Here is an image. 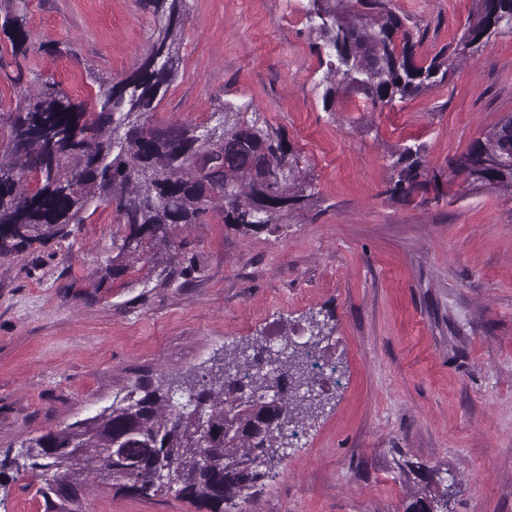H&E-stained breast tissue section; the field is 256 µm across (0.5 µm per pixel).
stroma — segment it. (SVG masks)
<instances>
[{
    "label": "stroma",
    "instance_id": "35a3bbf8",
    "mask_svg": "<svg viewBox=\"0 0 512 512\" xmlns=\"http://www.w3.org/2000/svg\"><path fill=\"white\" fill-rule=\"evenodd\" d=\"M306 0H185L175 77L154 122L209 121L250 101L286 135L318 192L316 210L249 234L220 210L179 228L198 266L152 250L105 275L120 226L98 209L70 236L0 258V459L29 438L92 417L140 383L189 378L225 347L282 327L304 335L329 316L338 367L257 512H405L447 495L448 512H512V195L466 190L452 162L512 113V36L493 39L444 85L404 104L360 96L324 110V68ZM410 17L418 59L446 52L472 0H392ZM25 54L0 31V122L43 81L89 99L124 78L155 27L141 0H0ZM424 148L445 195L389 197V155ZM168 281H161V271ZM44 476L0 474V512H47ZM76 512H211L170 494L142 498L81 485Z\"/></svg>",
    "mask_w": 512,
    "mask_h": 512
}]
</instances>
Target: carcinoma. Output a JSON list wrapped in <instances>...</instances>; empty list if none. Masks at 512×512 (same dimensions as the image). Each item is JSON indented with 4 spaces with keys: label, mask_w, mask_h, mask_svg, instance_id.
Masks as SVG:
<instances>
[{
    "label": "carcinoma",
    "mask_w": 512,
    "mask_h": 512,
    "mask_svg": "<svg viewBox=\"0 0 512 512\" xmlns=\"http://www.w3.org/2000/svg\"><path fill=\"white\" fill-rule=\"evenodd\" d=\"M184 2L144 0L157 17L147 49L127 77L99 83L92 103L47 80L10 118L0 159V255L67 237L68 226L84 223L95 203L112 207L123 225L114 262L140 260L159 245L176 248V228L203 223L215 206L224 223L244 232L316 206L313 181L299 171L288 139L252 102L224 101L213 127L151 123L176 71ZM474 2L453 60L419 62L410 17L391 0H307L309 33L326 65L319 82L325 110L349 92L374 107L403 104L446 83L455 65L491 40L512 36V0ZM0 29L14 51H23L28 34L17 20L4 19ZM390 167V196L432 189L435 198L443 195L422 145H404ZM453 171L469 186L512 194V113L460 155ZM308 328L303 348L285 331L277 347L256 339L224 353L190 385L189 408H177L170 387L137 384L101 413L29 439L22 467L46 476V497L68 502L78 498L68 489L83 475L110 478L116 491L141 497L171 491L170 478L180 477V496L222 512L269 477L285 440L321 403L318 351L329 320L312 314ZM438 508H448V500L419 498L406 512Z\"/></svg>",
    "instance_id": "carcinoma-1"
}]
</instances>
